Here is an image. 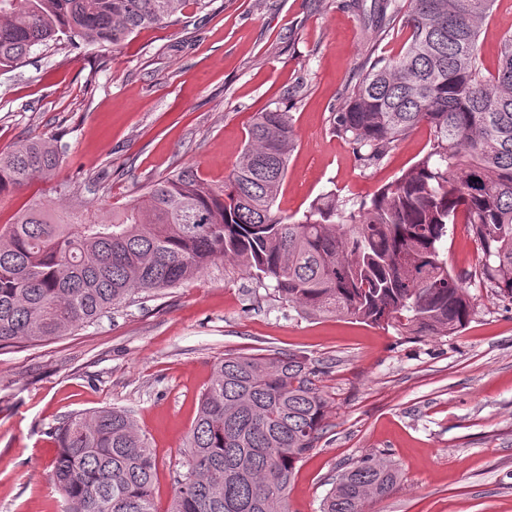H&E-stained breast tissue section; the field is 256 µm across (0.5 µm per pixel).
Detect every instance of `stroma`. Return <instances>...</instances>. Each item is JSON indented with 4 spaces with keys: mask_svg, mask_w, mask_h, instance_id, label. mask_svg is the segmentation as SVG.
<instances>
[{
    "mask_svg": "<svg viewBox=\"0 0 512 512\" xmlns=\"http://www.w3.org/2000/svg\"><path fill=\"white\" fill-rule=\"evenodd\" d=\"M511 35L512 0H497L479 40L486 70ZM408 36L399 21L376 35L369 7L350 0H206L114 51L35 48L0 72V152L55 138L62 155L52 181L0 199V225L36 203L119 206L186 167L221 186L254 113L275 107L296 140L282 214L301 218L328 195L370 200L426 153L430 129L367 165L333 115L370 63L397 55ZM444 251L473 301L457 336L308 315L223 259L67 336L0 350V512H65L51 429L105 406L129 410L147 438L155 507L168 512L214 365L277 352L306 355L326 401L324 430L288 489L290 512H320L337 476L368 456L392 460L400 479L364 512H512V298L480 279L481 246L466 224L450 226Z\"/></svg>",
    "mask_w": 512,
    "mask_h": 512,
    "instance_id": "1",
    "label": "stroma"
}]
</instances>
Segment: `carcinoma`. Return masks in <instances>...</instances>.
Listing matches in <instances>:
<instances>
[{
    "mask_svg": "<svg viewBox=\"0 0 512 512\" xmlns=\"http://www.w3.org/2000/svg\"><path fill=\"white\" fill-rule=\"evenodd\" d=\"M189 3L0 0V70L38 46L119 47L139 29L175 22ZM495 3L374 4L379 30L401 17L410 37L349 92L336 133L367 164L422 122L432 138L356 210L334 198L297 220L274 210L295 147L290 117L276 107L254 118L222 188L185 168L108 216L82 221L36 205L0 227V350L65 336L226 257L308 313L408 336L459 335L472 314L467 277L442 253L458 214L481 243V280L512 297V37L487 74L478 46ZM59 161L55 139L0 154V198L51 179ZM324 408L307 356H224L200 396L169 512H289L288 487L319 439ZM52 436L67 512H156L154 453L129 411L71 413ZM398 480L393 464L365 460L339 475L320 512H362Z\"/></svg>",
    "mask_w": 512,
    "mask_h": 512,
    "instance_id": "cac0c4a2",
    "label": "carcinoma"
}]
</instances>
